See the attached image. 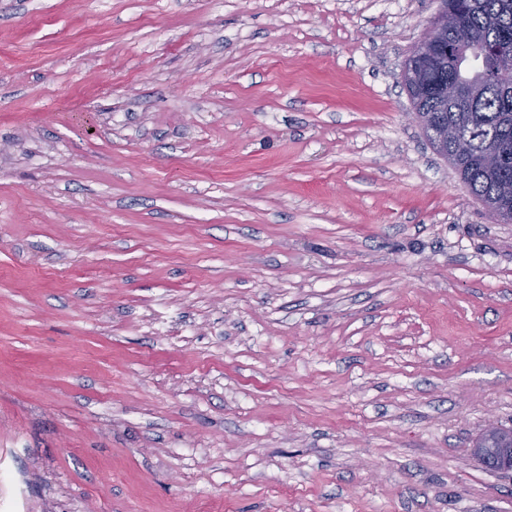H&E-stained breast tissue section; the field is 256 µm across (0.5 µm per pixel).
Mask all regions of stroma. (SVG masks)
<instances>
[{
    "label": "stroma",
    "instance_id": "stroma-1",
    "mask_svg": "<svg viewBox=\"0 0 512 512\" xmlns=\"http://www.w3.org/2000/svg\"><path fill=\"white\" fill-rule=\"evenodd\" d=\"M439 0H0V512H512V224L410 117ZM445 26L448 27V14L442 7L431 23L430 33L424 37L405 61L401 78L412 98L422 97L428 91L422 64L435 59L441 42L440 34ZM474 453L489 468L512 473V429H502L489 423L476 444Z\"/></svg>",
    "mask_w": 512,
    "mask_h": 512
}]
</instances>
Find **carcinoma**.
<instances>
[{"label":"carcinoma","instance_id":"carcinoma-1","mask_svg":"<svg viewBox=\"0 0 512 512\" xmlns=\"http://www.w3.org/2000/svg\"><path fill=\"white\" fill-rule=\"evenodd\" d=\"M447 6L465 19L464 27L448 30L443 39L448 79L474 81L465 59L483 46L493 49L485 58L492 79L472 95L465 112H454L439 101L425 108L443 113L468 141L470 153L453 168L469 193L489 209L498 205L504 187L512 184V0H447ZM489 149L503 153L502 168L491 170L483 164Z\"/></svg>","mask_w":512,"mask_h":512}]
</instances>
